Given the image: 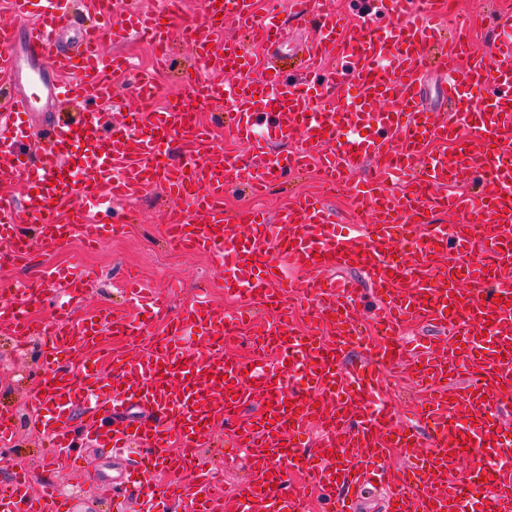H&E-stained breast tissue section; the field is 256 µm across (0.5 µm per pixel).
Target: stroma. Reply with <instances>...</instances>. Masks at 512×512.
<instances>
[{"label":"stroma","instance_id":"obj_1","mask_svg":"<svg viewBox=\"0 0 512 512\" xmlns=\"http://www.w3.org/2000/svg\"><path fill=\"white\" fill-rule=\"evenodd\" d=\"M260 15L275 14L285 20V39L271 48L252 47L251 52L258 67L274 63L284 72L299 74L300 55L298 46L312 33L313 23L309 20L290 18L291 0H256ZM454 15L440 13L439 21L454 20L455 24L468 25L470 42L476 51H486L494 36L492 16L496 13H512V0H454ZM103 48L108 52L127 55L137 70L153 72L157 84V103L176 99L183 92L176 71L155 69V57L150 43L139 36H129L120 43L105 41ZM315 193L337 215L338 229H345L354 219L351 201L343 193L323 192L317 168L311 167L290 175L283 182L275 184L264 196L254 198L244 192L227 194L224 206L229 212H241L248 207H260L269 214H276L293 200L295 196ZM175 205L161 189H154L137 200L121 202L120 210L126 212L128 224L124 234L104 238L93 250H86L80 241L68 243L59 253L45 257L39 251H32L25 267L7 268L0 271V277L10 279L29 277L46 264L67 265L77 261L95 269L98 280L76 301V308L104 306L113 311H121L122 300L118 293L123 275L133 271L147 280L162 294L168 295L171 312L181 310L197 292L205 290L212 302L231 310L243 307L244 299L228 298L224 295V280L205 255L189 253L166 243L163 227L166 213ZM41 369L34 349L18 351L12 341L0 335V413L11 415L18 427V436L7 454V461L0 465V478L9 473L14 461L26 463L30 468H38L42 457L48 453L46 438L29 424L26 395ZM387 386L390 403L397 414L398 422L413 418V407L424 394V385L413 375L407 360L395 364L388 377ZM209 445L202 449L204 462L219 469L223 487L234 490L236 484L245 477H254L255 471L246 458H239L235 467L224 466V430L214 427L208 435ZM76 450L85 463L96 471L100 483L93 486L85 482L81 471L61 465L54 475L57 487L70 492L72 512H111L110 501L104 487L114 478L123 475L128 462L125 458L112 456L97 448L88 440L77 443Z\"/></svg>","mask_w":512,"mask_h":512}]
</instances>
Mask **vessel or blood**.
Segmentation results:
<instances>
[{
	"instance_id": "b4317fda",
	"label": "vessel or blood",
	"mask_w": 512,
	"mask_h": 512,
	"mask_svg": "<svg viewBox=\"0 0 512 512\" xmlns=\"http://www.w3.org/2000/svg\"><path fill=\"white\" fill-rule=\"evenodd\" d=\"M30 0H8L12 22L0 25V75L34 84L17 90L0 113V185L23 182L20 200L0 198V251L15 256L38 249L50 256L72 238L97 243L120 234L106 222L115 202L161 187L182 200L166 218L170 244L205 254L224 276V291L278 310L263 322L246 312H224L197 296L177 315L167 298L139 280L126 290L130 312L91 307L72 312L97 274L72 265L48 266L35 277L7 282L0 302V333L39 338L45 373L28 395L30 421L49 439L54 454L72 455L73 433L98 447L136 455L141 471L167 474L143 488L136 512H299L308 490H333L347 473L384 489L386 512H512V157L500 150L471 149V140L512 142V18L481 55L465 32L440 48L448 76L450 109L432 120L421 104V71L428 50L440 47L435 16L441 0H371L354 22L336 13L312 15L316 35L304 46V76L318 77L333 57L336 77L322 103H313L302 76L283 71L254 74L248 52L224 37L219 15L233 16L259 42L283 37L274 21L260 19L254 0H203V23L183 25L185 41L198 50L200 66L181 98L155 109L150 77L123 55L105 53V37L135 32L166 48L170 26L154 12L129 14L112 28L105 0H86L97 24L80 33L74 52L58 36L68 22V0H42L30 21ZM239 75L223 83L226 71ZM131 82L142 109L112 126V87ZM76 100L84 112L54 126L42 160L22 150L35 95ZM228 108L227 130L246 146L223 165L209 164L210 129L201 120L209 103ZM188 138L192 159L172 157L177 139ZM453 143L452 154L425 153L430 141ZM318 159L328 188L351 186L358 219L336 230L334 215L316 198L298 199L276 216L253 210L233 216L224 209L230 187L262 192L271 181ZM374 164L373 181L348 178ZM414 171L408 191H394L398 176ZM493 181L494 191L483 188ZM440 208L458 223L434 224L416 234L417 217ZM486 242L496 266L475 262L471 252ZM447 256L432 269L428 259ZM292 265L301 279L284 282L278 270ZM354 266L363 282L336 278ZM378 298L375 330H367L357 301L361 286ZM315 306L317 322L335 338L295 332L284 293ZM58 302L55 321L38 324L32 308ZM164 321L155 352L136 354L149 327ZM422 320L444 329L448 350L430 338L403 350V326ZM124 337L128 350L112 353V373L98 375L102 336ZM247 336L266 356L245 367L226 343ZM363 341L367 359L346 365L345 350ZM78 367H70L73 348ZM409 355L427 393L417 421L396 424L384 399V370ZM265 405L247 421L242 408L253 395ZM146 407L148 419L128 424V406ZM223 426L238 452L266 465L263 475L241 482L232 498L219 492L202 462L207 430ZM320 434L306 444L310 429ZM425 439L428 453L400 473L385 466L391 449ZM335 449L339 461L324 459ZM490 450L492 463L470 466L472 454ZM306 472L307 486L289 478ZM28 473L0 483V512H70L56 488L33 496Z\"/></svg>"
}]
</instances>
